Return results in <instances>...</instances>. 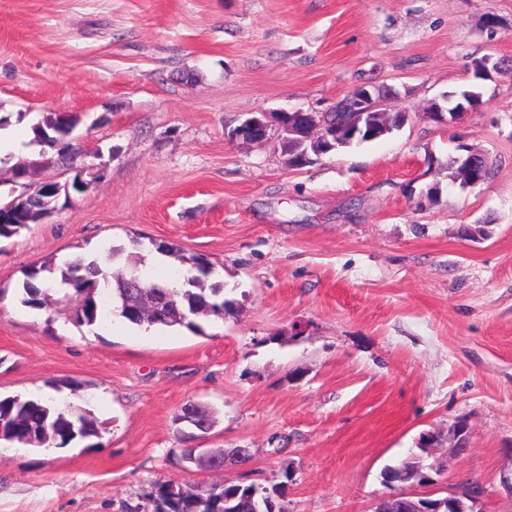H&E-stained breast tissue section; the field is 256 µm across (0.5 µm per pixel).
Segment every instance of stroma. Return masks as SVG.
<instances>
[{
    "mask_svg": "<svg viewBox=\"0 0 512 512\" xmlns=\"http://www.w3.org/2000/svg\"><path fill=\"white\" fill-rule=\"evenodd\" d=\"M512 58V0H0V194L88 186L0 241V396L91 413L98 445L0 450V512H155L158 484H284L286 512H367L381 470L414 462L438 487L487 491L512 512V74L480 81L456 124L428 117ZM361 85L395 91L406 125L288 167L261 114L323 112ZM79 115L71 167L41 160L31 128ZM491 174L457 179V141ZM466 225L485 236L464 237ZM157 239L206 258L223 317L203 334L72 321L73 290L22 302L30 268ZM213 411L204 445L248 468L184 467L175 417ZM469 430L470 450L420 448Z\"/></svg>",
    "mask_w": 512,
    "mask_h": 512,
    "instance_id": "stroma-1",
    "label": "stroma"
}]
</instances>
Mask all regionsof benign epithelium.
<instances>
[{
    "mask_svg": "<svg viewBox=\"0 0 512 512\" xmlns=\"http://www.w3.org/2000/svg\"><path fill=\"white\" fill-rule=\"evenodd\" d=\"M349 99L353 103L351 112L345 114L336 121V128L331 130L330 136L338 137L343 134L356 135L365 126L363 116L369 112L381 111L386 105V100L374 95L368 86H359L352 90ZM463 154L460 157L461 185L474 187L483 183L478 171L482 155L474 152L468 145L461 147ZM131 314L135 317L153 318L158 315L160 308L158 302L149 294L138 291L130 300ZM177 423L183 426L184 436L193 442L192 452L183 457V460L210 471H222L231 460L241 461L250 456V449L237 448L231 454L222 448H204L201 441L211 432L214 423L211 411L205 409V405L190 401L179 413ZM450 440L454 454L461 456L469 451V435L463 426H455L452 429ZM435 495L433 491L421 493H409L400 491L391 497V509L395 512H423L420 500ZM486 490L481 484H468L459 491L435 500L433 512H485L484 499Z\"/></svg>",
    "mask_w": 512,
    "mask_h": 512,
    "instance_id": "obj_1",
    "label": "benign epithelium"
}]
</instances>
